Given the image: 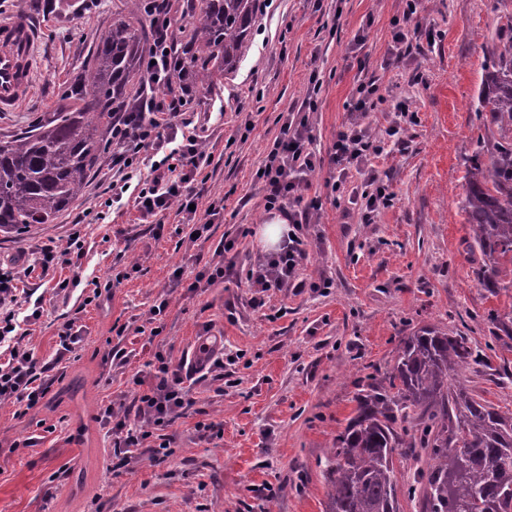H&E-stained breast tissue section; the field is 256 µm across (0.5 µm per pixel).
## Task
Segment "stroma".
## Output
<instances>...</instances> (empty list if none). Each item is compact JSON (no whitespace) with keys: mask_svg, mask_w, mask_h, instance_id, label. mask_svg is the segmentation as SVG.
<instances>
[{"mask_svg":"<svg viewBox=\"0 0 512 512\" xmlns=\"http://www.w3.org/2000/svg\"><path fill=\"white\" fill-rule=\"evenodd\" d=\"M69 2L37 12L32 0H0V11L24 12L42 32L33 93L19 110L0 112V137L59 110L113 8L143 10L140 0ZM402 8V0H274L257 15L235 73L210 85L191 81L193 123L211 157L198 208L220 209L209 239L190 241L187 216L174 209L152 219L128 203L98 220L106 196L95 177L55 223L0 232V259L23 268V287L44 296L23 342L51 364L55 380L52 401L26 415L0 402V512H325L324 462L354 414L356 381L389 367L400 339L423 325L468 336L484 360L463 368L460 380L512 412V351L494 339L489 320L512 309V291L478 285L481 255L470 248L461 209L467 159L484 132L475 110L483 66L512 0H422L418 47L390 66L392 21ZM315 69L323 85L310 122L320 157L360 81L377 78L391 96L366 118L375 137L385 138L394 102H408L403 146L371 159L393 200L374 223H361L347 192L331 189L334 168L323 165L307 192L316 209L303 227L302 287L259 292L246 274L264 251L258 229L272 216L255 173L280 133V113L305 98ZM80 214L82 257L42 276L34 246L63 242ZM156 221L164 226L158 237ZM229 239L233 249L222 251ZM219 262L224 280L189 291ZM64 279L71 287L56 292ZM107 282L111 299L89 304L96 284ZM158 304L163 312L148 320ZM68 322L83 340L60 362L58 333ZM205 343L224 365L193 372L196 411L169 427L168 463L153 465L140 448L133 468L119 467L100 411L131 404L156 351L186 365ZM113 347L126 349L125 365L107 362ZM209 421L222 423L221 435L199 439L196 423ZM30 437L35 446H25Z\"/></svg>","mask_w":512,"mask_h":512,"instance_id":"stroma-1","label":"stroma"}]
</instances>
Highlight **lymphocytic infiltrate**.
Wrapping results in <instances>:
<instances>
[{"mask_svg":"<svg viewBox=\"0 0 512 512\" xmlns=\"http://www.w3.org/2000/svg\"><path fill=\"white\" fill-rule=\"evenodd\" d=\"M418 0H405L401 16L393 21L392 41L387 60L394 63L408 56L411 42L419 33ZM173 0H148L145 9L152 38L146 58L149 62V87L140 89L133 103L116 104V119L108 143L112 149L107 190L114 200L132 194L135 207L143 216L178 209L187 213L196 237L210 229L207 221L196 220L192 205L207 192L200 174L210 157L196 134L190 133L187 115L190 88L178 93L156 95L154 87L171 82L180 56L173 25ZM322 87L319 72H311L308 93L298 107L281 113L280 134L268 147L261 165V180L266 188L267 211L284 213L290 228L277 252L257 257L247 271L251 287L267 290L293 286L297 269L304 257L298 233L308 223L310 211L303 204L310 178L322 162L334 166L338 176L333 190H340L350 171H358L363 180L353 187L348 202L360 215L362 223H374L381 209L388 206L391 194L387 184L370 165L373 156L383 151L364 123L368 112L386 103L375 80L360 82L350 117L336 134L328 160H321L312 150L310 112L317 109ZM149 163L150 177L142 179L141 163ZM20 275L15 266H0V402L17 404L28 412L46 400L51 380L42 378L34 352L20 343L22 322L37 321L42 311L33 307L25 319H18ZM155 373L146 388L137 395V410L142 420L140 430L129 429L114 406H106L100 416L112 436L113 448L121 465L135 463L132 449L141 447L156 432L164 430L192 406L181 369L172 367L163 352L154 355Z\"/></svg>","mask_w":512,"mask_h":512,"instance_id":"obj_1","label":"lymphocytic infiltrate"}]
</instances>
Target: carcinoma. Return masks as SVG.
<instances>
[{"label":"carcinoma","mask_w":512,"mask_h":512,"mask_svg":"<svg viewBox=\"0 0 512 512\" xmlns=\"http://www.w3.org/2000/svg\"><path fill=\"white\" fill-rule=\"evenodd\" d=\"M257 0H186L200 18L180 48L181 76L210 84L234 72L250 49ZM507 41L493 46L477 110L486 112L487 148L469 158L463 210L482 264L483 288L512 289V15ZM146 31L120 12L79 71L71 112H54L19 137L0 139V231L52 224L105 159L109 102L145 78ZM479 362L467 337L424 325L404 337L393 365L357 385L355 415L336 433L326 472L325 512H400L395 457L425 453L407 496L421 488V512H512V414L456 382Z\"/></svg>","instance_id":"obj_1"}]
</instances>
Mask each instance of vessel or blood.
<instances>
[{"label": "vessel or blood", "mask_w": 512, "mask_h": 512, "mask_svg": "<svg viewBox=\"0 0 512 512\" xmlns=\"http://www.w3.org/2000/svg\"><path fill=\"white\" fill-rule=\"evenodd\" d=\"M39 28L22 12L0 19V112H12L33 87Z\"/></svg>", "instance_id": "1"}]
</instances>
